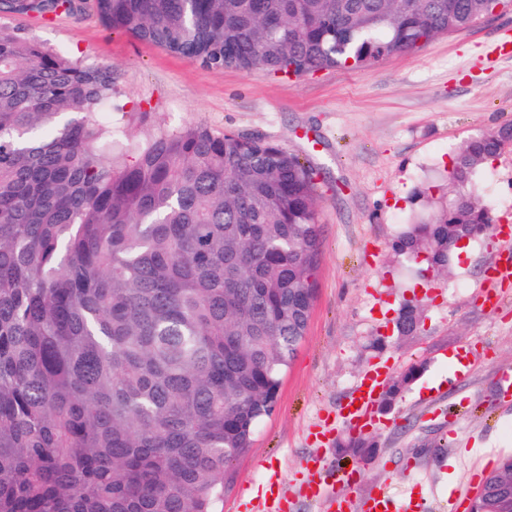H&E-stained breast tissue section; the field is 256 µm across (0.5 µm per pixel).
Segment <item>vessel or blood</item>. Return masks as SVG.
I'll return each mask as SVG.
<instances>
[{"label":"vessel or blood","mask_w":512,"mask_h":512,"mask_svg":"<svg viewBox=\"0 0 512 512\" xmlns=\"http://www.w3.org/2000/svg\"><path fill=\"white\" fill-rule=\"evenodd\" d=\"M389 371V365L381 364L366 372L359 379L344 411L337 413L334 418L324 419L310 432L317 450L304 462L303 493L305 498L314 503H326L327 512H422L421 500L402 502L380 489L372 491L359 509H352L349 498L336 492L337 484L350 482L351 472L334 469L328 463L327 452L340 432L351 426H366ZM258 507L260 512H286L288 497L282 491L277 476L269 477L265 498L259 501Z\"/></svg>","instance_id":"obj_1"}]
</instances>
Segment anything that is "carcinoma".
I'll return each mask as SVG.
<instances>
[{
  "label": "carcinoma",
  "instance_id": "cac0c4a2",
  "mask_svg": "<svg viewBox=\"0 0 512 512\" xmlns=\"http://www.w3.org/2000/svg\"><path fill=\"white\" fill-rule=\"evenodd\" d=\"M495 0H0L212 70L365 69L491 16ZM112 68L0 27V512H217L276 408L321 255L313 169L206 126L140 141ZM512 123L455 151L448 193L392 251L446 274L493 223L475 176ZM415 306L397 318L415 333ZM383 394L391 405L417 377Z\"/></svg>",
  "mask_w": 512,
  "mask_h": 512
}]
</instances>
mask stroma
Listing matches in <instances>:
<instances>
[{
    "instance_id": "obj_1",
    "label": "stroma",
    "mask_w": 512,
    "mask_h": 512,
    "mask_svg": "<svg viewBox=\"0 0 512 512\" xmlns=\"http://www.w3.org/2000/svg\"><path fill=\"white\" fill-rule=\"evenodd\" d=\"M60 54L111 66L115 100L140 139L158 122L203 125L273 142L318 174L321 260L306 334L284 373L273 414L224 475L222 512H250V500L278 475L292 512H318L298 497V470L314 451L310 429L348 401L359 378L389 363L390 379L420 366L387 409H376L370 462L332 446V466L359 470L343 494L360 500L386 487L423 499L426 512H452L462 490L512 454V396L496 382L512 368V154L489 164L480 194L494 222L448 275L423 282L391 242L419 206L414 192L446 194L452 150L467 137L512 123V13L440 35L419 51L362 70L302 77L213 71L112 30L98 16L45 22L2 14ZM496 305H489L488 294ZM420 303L423 325L392 332L401 309ZM468 354L454 378L453 351ZM447 447H439V440Z\"/></svg>"
}]
</instances>
